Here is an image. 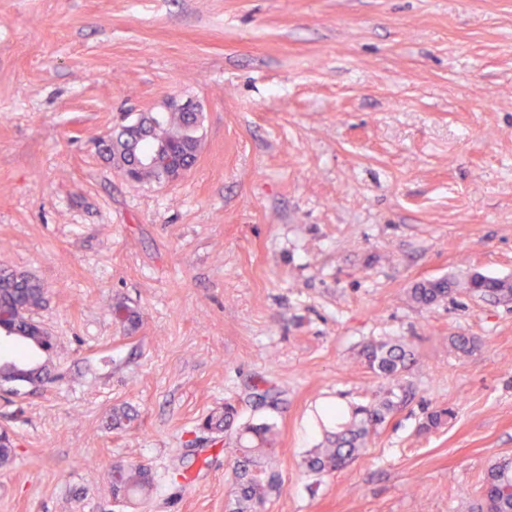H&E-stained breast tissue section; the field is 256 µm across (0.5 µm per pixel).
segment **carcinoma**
Segmentation results:
<instances>
[{
    "mask_svg": "<svg viewBox=\"0 0 512 512\" xmlns=\"http://www.w3.org/2000/svg\"><path fill=\"white\" fill-rule=\"evenodd\" d=\"M145 136L138 140L118 131L115 137L102 139L98 150L119 171L134 164L150 149L175 145L188 156L197 155L200 138L195 119L186 112H165L159 118L142 115L138 119ZM459 282L440 278L418 282L411 288V298L422 306L434 305L455 293ZM465 292L480 297L512 300V282L486 276L470 275L464 282ZM44 288L34 277L0 269V314L9 316L17 335L29 349V354L17 361L0 362V379L22 377L29 385L37 386L48 377V362L39 356L53 350L52 337L42 331L30 314L42 306ZM451 346L461 355H471L476 341L471 336H454ZM361 363L387 384L388 397L370 406H358L351 416L335 424L325 434L324 442L314 448L305 459V467L316 474L332 473L347 467L362 453L371 431L383 424L394 409L391 396L400 375L414 363V352L405 344L393 340L373 341L364 346ZM452 412L447 409L429 412L421 423L420 431L429 433L447 424ZM201 429L212 440L232 437L239 447L232 449L235 477L234 495L230 512H263L267 497L276 490L275 475L269 464L274 454L273 425L262 422L238 424V410L230 402L224 408L207 415ZM154 485L151 469L144 465L116 464L112 467V496L118 501L146 493ZM512 486V466L494 463L487 470L485 492L477 512H512V493L503 487Z\"/></svg>",
    "mask_w": 512,
    "mask_h": 512,
    "instance_id": "cac0c4a2",
    "label": "carcinoma"
}]
</instances>
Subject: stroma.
I'll return each mask as SVG.
<instances>
[{
  "label": "stroma",
  "mask_w": 512,
  "mask_h": 512,
  "mask_svg": "<svg viewBox=\"0 0 512 512\" xmlns=\"http://www.w3.org/2000/svg\"><path fill=\"white\" fill-rule=\"evenodd\" d=\"M169 98L201 111L195 166L125 180L97 141ZM0 268L54 343L51 383L0 395V512H229L199 428L228 401L277 425L266 512H469L512 463V302L409 290L512 280V0H0ZM373 339L415 352L397 406L310 473L326 410L385 395ZM118 461L149 496L113 499ZM458 286V281L449 278L426 280L414 284L410 293L419 305L431 306L455 293Z\"/></svg>",
  "instance_id": "stroma-1"
}]
</instances>
